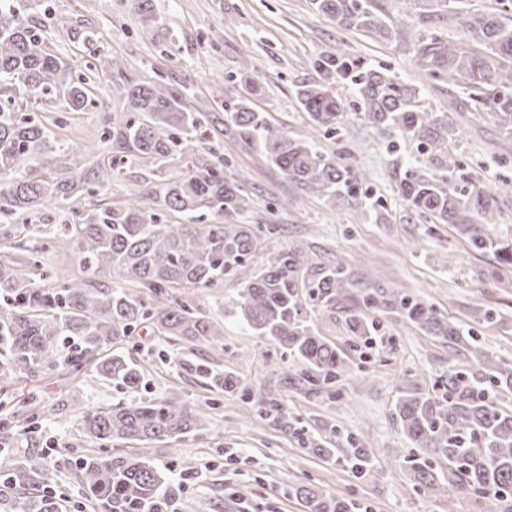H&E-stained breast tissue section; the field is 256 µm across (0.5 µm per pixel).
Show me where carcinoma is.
Listing matches in <instances>:
<instances>
[{
  "instance_id": "obj_1",
  "label": "carcinoma",
  "mask_w": 512,
  "mask_h": 512,
  "mask_svg": "<svg viewBox=\"0 0 512 512\" xmlns=\"http://www.w3.org/2000/svg\"><path fill=\"white\" fill-rule=\"evenodd\" d=\"M469 0H404L425 24L416 64L427 77L467 91L475 110L512 134V23L498 11L471 12ZM315 9L345 31L389 34L386 16L371 0H312ZM38 0H0V86L10 92L0 101V217L30 215L82 193L93 198L108 177L124 168L125 152L145 163L171 168L156 206L128 194L121 209L76 211V222L17 224L0 238V377L18 370L33 378L66 367L80 373L95 362L102 378L134 390L142 369L120 350L141 329L191 350L223 346L220 330L178 298L181 288H217L224 277L246 268L263 254L260 270L245 281L240 316L259 336L271 339L299 362V383L315 397L334 396L336 383L351 372L346 350L321 336L311 318L315 312L346 313L353 342L364 355L377 347L380 323L369 310L384 309L397 321L416 326L448 342L458 360L448 366L444 385L421 384L409 377L398 385L396 415L410 444L399 455L414 482L448 497V512L460 495L490 497L512 512V364L495 361L474 345L463 330L437 315L425 301L400 288L385 289L375 279L358 284L345 262L322 260L302 247L264 251L262 236L279 232L276 224H244L252 209L241 185L224 177L228 161L200 150L201 113L188 108L185 94L158 84L115 83L111 91L127 100L130 112L107 113L101 138L115 143L118 154L108 166L87 173L81 153L59 161L56 140L42 120L22 112L21 104L60 98L71 112L96 104L89 79L66 64L43 43L28 22ZM141 23L159 20L151 0H130ZM459 10L465 17L468 43L456 44L430 24L435 13ZM318 78L301 84L296 99L317 134L337 133L356 105L361 120L387 138L394 150L403 141L413 147L409 165L393 163L397 193L415 215L432 224H451L468 250L492 253L498 264L479 276L512 286L500 273L512 267V238L492 233L499 214L494 195L466 173L467 159L457 148L459 131L446 112L421 104L418 88L387 69L362 68L357 59L334 56L317 64ZM338 79L351 83L356 101L331 94ZM224 113H213L212 126L230 131L243 144L256 145L303 192L361 207L362 214L385 209L373 196L366 171L347 154L326 155L302 139L289 138L256 111L250 98L234 91L226 77ZM180 213L186 224L163 222L161 212ZM224 213L228 224H199L207 212ZM34 235L51 247L74 248L88 278L80 282L43 273L39 253L19 260L16 234ZM113 278L116 285L102 282ZM200 377L214 389L233 392L230 375L197 365ZM282 427L312 454L326 458L339 452L363 474L370 455L356 436H336V448L315 438L297 416L279 413ZM82 440L96 452L83 458L80 478L87 499L104 512H155L163 507L168 474L142 458L107 455L105 448L177 439L201 426V415L184 403L161 398L78 412ZM55 473L43 454L29 451L0 475L3 512H60L53 495ZM307 512H352L336 495L307 486H289Z\"/></svg>"
}]
</instances>
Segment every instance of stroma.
Returning <instances> with one entry per match:
<instances>
[{"mask_svg": "<svg viewBox=\"0 0 512 512\" xmlns=\"http://www.w3.org/2000/svg\"><path fill=\"white\" fill-rule=\"evenodd\" d=\"M152 3L159 19L153 28L142 26L126 0H43L42 8L28 14L50 50L77 71H85L98 57L115 61L111 79L90 77L97 106L71 113L59 102L42 108L43 115L66 117L55 136L64 147L84 145L87 165L108 162L115 150L114 144L100 139L103 113L127 110L123 99L110 95V83L130 79L173 87L207 113L223 111L225 77L242 76L251 81L253 106L298 139L309 134L310 120L295 101L296 87L315 78L316 59L348 51L361 65H385L401 79L425 88L424 102L432 111L451 113L461 131L459 149L473 160L477 182L496 198V232L512 237V188H500V158L512 155V137L470 107L466 95L430 84L416 65L418 16L402 0H373L390 19L386 38L341 31L315 11L310 0ZM76 32L87 34V41L73 40ZM211 140L231 162L225 176L242 178L252 199L246 223L279 226L272 247L296 244L324 258L340 257L360 282L377 273L383 285L401 286L433 304L448 320L475 329L478 343L490 356L512 362V288L479 280V271L496 262L492 253L468 252L452 225L433 229L408 212L391 175L393 163L407 162L408 149L389 153L382 137L352 114L337 135L315 140L321 152L350 155L367 171L374 191L387 203L383 217L375 219L361 217L347 204L306 195L258 148L221 132ZM162 182V171L131 158L96 202L111 208L133 189L159 193ZM450 254L457 257L451 264L446 261ZM257 270L253 264L219 288H185L179 294L223 328L222 352L206 348L186 357L146 333L123 346L144 373L139 397L176 399L203 416L201 430L184 438L121 451L122 456L145 458L169 471L172 512H305L302 502L288 494L289 486L297 484L346 497L368 512H502L489 498L465 495L448 501L414 484L409 470L397 461L406 446L395 415L398 376L406 369L420 383L431 384L447 375L454 355L446 343L377 313L384 336L371 358L354 362L350 377L337 383L332 399L309 396L295 378L296 364L278 369L281 348L248 331L240 318L239 292ZM486 309L497 317L494 326L475 318ZM208 360L234 373L246 396L206 389L193 366ZM269 392L279 395L315 435L327 436L332 426L354 433L371 453L372 468L357 478L338 462L299 448L271 418L252 410V400ZM129 398L90 367L78 375L59 369L33 378L16 371L0 379V400L11 414V424H36L34 438L55 470V490L75 505L85 502L76 462L88 446L75 424L73 405L99 409Z\"/></svg>", "mask_w": 512, "mask_h": 512, "instance_id": "obj_1", "label": "stroma"}]
</instances>
